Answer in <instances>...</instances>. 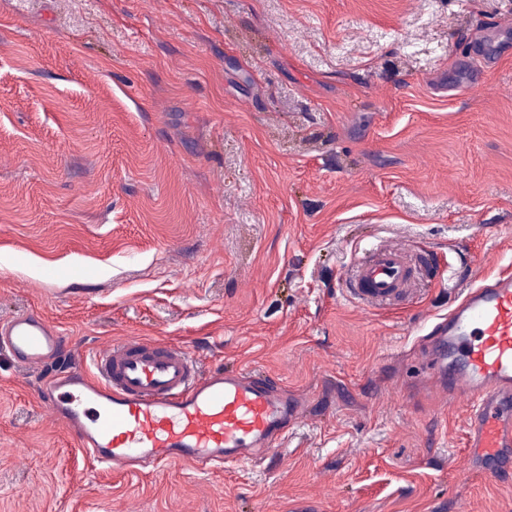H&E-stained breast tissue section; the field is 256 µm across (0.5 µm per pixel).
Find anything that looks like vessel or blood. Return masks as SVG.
<instances>
[{
	"label": "vessel or blood",
	"instance_id": "obj_1",
	"mask_svg": "<svg viewBox=\"0 0 512 512\" xmlns=\"http://www.w3.org/2000/svg\"><path fill=\"white\" fill-rule=\"evenodd\" d=\"M406 251L387 244L361 262L353 292L377 305L408 280ZM25 373L69 356L75 368L53 378L38 397L81 451L115 470L184 467L207 471L257 460L277 448L304 402L251 373L203 370L183 345L136 339L113 342L91 356L69 344L40 315L0 319V348ZM430 373L469 404L464 418L470 470L494 483L512 479V274L465 290L433 329Z\"/></svg>",
	"mask_w": 512,
	"mask_h": 512
}]
</instances>
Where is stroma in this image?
I'll list each match as a JSON object with an SVG mask.
<instances>
[{
    "mask_svg": "<svg viewBox=\"0 0 512 512\" xmlns=\"http://www.w3.org/2000/svg\"><path fill=\"white\" fill-rule=\"evenodd\" d=\"M512 0H0V318L138 338L309 409L263 463L123 473L0 351V512H512L419 344L512 271ZM410 276L368 308L381 246ZM408 276L405 248L389 243L359 264L351 292L367 305L381 304L401 291Z\"/></svg>",
    "mask_w": 512,
    "mask_h": 512,
    "instance_id": "stroma-1",
    "label": "stroma"
}]
</instances>
